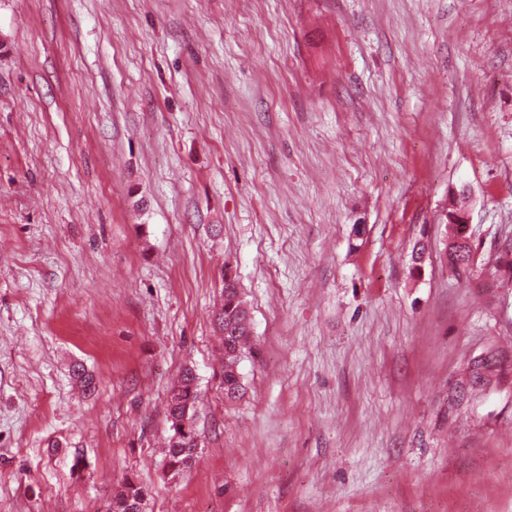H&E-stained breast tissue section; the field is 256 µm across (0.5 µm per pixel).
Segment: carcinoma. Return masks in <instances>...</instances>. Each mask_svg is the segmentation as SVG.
<instances>
[{
	"instance_id": "1",
	"label": "carcinoma",
	"mask_w": 512,
	"mask_h": 512,
	"mask_svg": "<svg viewBox=\"0 0 512 512\" xmlns=\"http://www.w3.org/2000/svg\"><path fill=\"white\" fill-rule=\"evenodd\" d=\"M219 327L224 336V363L218 374L219 385L225 399L235 400L244 390L239 363L249 350L252 322L235 280L227 276L224 277V306L219 315ZM198 398L196 376L192 369L186 368L171 390L167 403L170 435L166 467L174 476L190 468L198 456L199 439L195 427ZM146 496L144 487L129 479L124 490L106 499L102 512H144Z\"/></svg>"
}]
</instances>
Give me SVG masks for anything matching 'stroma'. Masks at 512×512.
<instances>
[{"mask_svg": "<svg viewBox=\"0 0 512 512\" xmlns=\"http://www.w3.org/2000/svg\"><path fill=\"white\" fill-rule=\"evenodd\" d=\"M129 478L146 512H512V0H0V512ZM224 336V363L218 379L224 398L235 400L243 394L244 385L239 370L243 354L249 350L252 322L246 304L240 296L235 280H224V306L218 318ZM198 398L196 376L191 368H186L167 403L170 435L166 467L173 476L190 468L198 456L199 437L195 427Z\"/></svg>", "mask_w": 512, "mask_h": 512, "instance_id": "stroma-1", "label": "stroma"}]
</instances>
